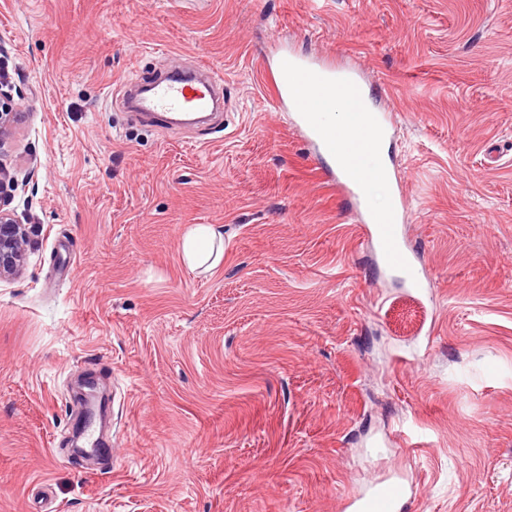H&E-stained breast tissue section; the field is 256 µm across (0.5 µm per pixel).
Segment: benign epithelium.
Returning a JSON list of instances; mask_svg holds the SVG:
<instances>
[{
    "label": "benign epithelium",
    "instance_id": "obj_1",
    "mask_svg": "<svg viewBox=\"0 0 512 512\" xmlns=\"http://www.w3.org/2000/svg\"><path fill=\"white\" fill-rule=\"evenodd\" d=\"M6 81L0 78V144L11 135L22 113L13 103L11 94L3 90ZM18 189L17 179L0 166V279L14 277L21 273L31 251V231L19 223L6 208L7 188Z\"/></svg>",
    "mask_w": 512,
    "mask_h": 512
}]
</instances>
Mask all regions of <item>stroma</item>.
I'll return each mask as SVG.
<instances>
[{"mask_svg":"<svg viewBox=\"0 0 512 512\" xmlns=\"http://www.w3.org/2000/svg\"><path fill=\"white\" fill-rule=\"evenodd\" d=\"M287 52L364 82L421 290L276 111ZM198 63L221 125L127 116L128 81ZM0 68L32 240L0 280V512H345L383 481L401 512H512V0H0ZM195 224L224 233L207 272ZM219 248L216 256L213 249L215 243ZM224 237L222 231L211 224H195L182 236L180 256L182 261L192 269L209 271L218 262L223 253Z\"/></svg>","mask_w":512,"mask_h":512,"instance_id":"35a3bbf8","label":"stroma"}]
</instances>
